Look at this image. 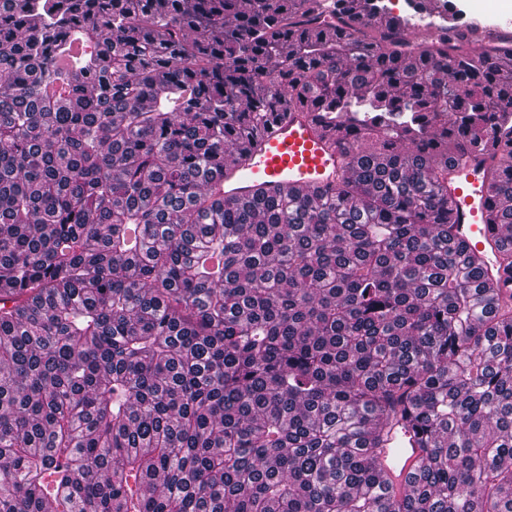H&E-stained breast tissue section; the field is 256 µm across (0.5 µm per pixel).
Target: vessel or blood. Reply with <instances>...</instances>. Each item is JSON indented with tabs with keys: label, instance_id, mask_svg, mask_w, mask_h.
<instances>
[{
	"label": "vessel or blood",
	"instance_id": "b4317fda",
	"mask_svg": "<svg viewBox=\"0 0 512 512\" xmlns=\"http://www.w3.org/2000/svg\"><path fill=\"white\" fill-rule=\"evenodd\" d=\"M472 37L481 44L503 42L512 49V15H498L494 23L473 31ZM347 169V157L310 114L293 109L254 144L225 161L224 195L247 199L262 186L296 193L333 190L342 183ZM448 195L454 202L452 222L458 237L480 251L495 242L499 231L488 222L492 198L479 156H467L450 168ZM420 458V449L414 448L402 434L392 436L388 447L380 449L381 472L397 495L407 492Z\"/></svg>",
	"mask_w": 512,
	"mask_h": 512
}]
</instances>
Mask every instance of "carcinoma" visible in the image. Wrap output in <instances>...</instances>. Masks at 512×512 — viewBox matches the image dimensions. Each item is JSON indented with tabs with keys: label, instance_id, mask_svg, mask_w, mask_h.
Returning a JSON list of instances; mask_svg holds the SVG:
<instances>
[{
	"label": "carcinoma",
	"instance_id": "obj_1",
	"mask_svg": "<svg viewBox=\"0 0 512 512\" xmlns=\"http://www.w3.org/2000/svg\"><path fill=\"white\" fill-rule=\"evenodd\" d=\"M406 5L0 0V512H512V79ZM305 107L336 191L213 190ZM473 151L491 274L449 223ZM407 435H392L388 448H380L378 462L381 472L390 482L393 492L397 496H403L408 490V480L417 469L421 451L414 448L412 441L407 440Z\"/></svg>",
	"mask_w": 512,
	"mask_h": 512
}]
</instances>
